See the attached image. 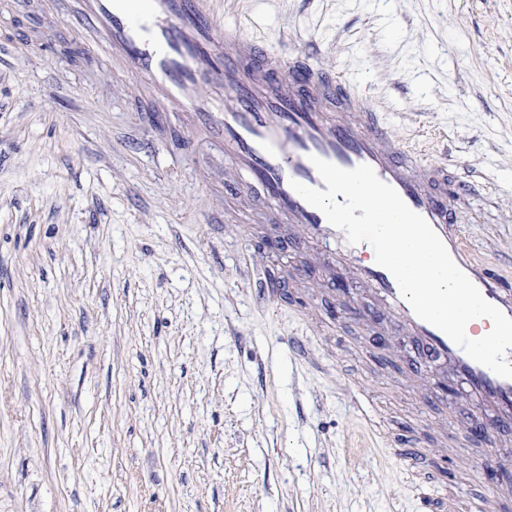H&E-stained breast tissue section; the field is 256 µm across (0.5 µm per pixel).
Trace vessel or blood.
<instances>
[{"instance_id": "vessel-or-blood-1", "label": "vessel or blood", "mask_w": 512, "mask_h": 512, "mask_svg": "<svg viewBox=\"0 0 512 512\" xmlns=\"http://www.w3.org/2000/svg\"><path fill=\"white\" fill-rule=\"evenodd\" d=\"M215 2L83 0L70 18L83 49L149 82L158 111L178 113L182 122L223 142L246 192L262 193L311 240L335 243L340 259H356L357 279L385 302L424 351L451 362L478 401L512 413V379L477 363L419 319L394 276L376 263L372 247L349 243L293 188L297 182L323 188L311 162L315 156L344 169L371 166L431 225L482 296L512 318V284L467 246L454 221L447 169L431 167L414 175L415 151L364 106L353 84L326 74L316 58L281 57L238 25L218 24ZM284 69L285 80L279 76ZM329 108L350 113V120L327 121Z\"/></svg>"}]
</instances>
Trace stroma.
<instances>
[{
	"instance_id": "obj_1",
	"label": "stroma",
	"mask_w": 512,
	"mask_h": 512,
	"mask_svg": "<svg viewBox=\"0 0 512 512\" xmlns=\"http://www.w3.org/2000/svg\"><path fill=\"white\" fill-rule=\"evenodd\" d=\"M216 8L350 77L512 275V0ZM74 40L0 0V512H422L408 438L512 512V418L439 390L352 263L240 197L223 144L157 140L149 86Z\"/></svg>"
}]
</instances>
